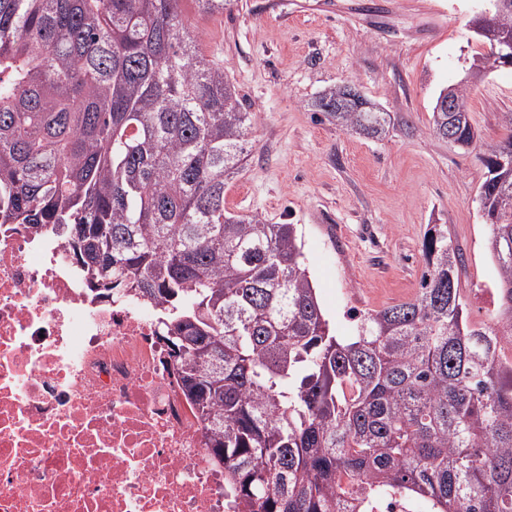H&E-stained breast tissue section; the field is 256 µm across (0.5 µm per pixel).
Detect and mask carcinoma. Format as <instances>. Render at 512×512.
<instances>
[{"mask_svg": "<svg viewBox=\"0 0 512 512\" xmlns=\"http://www.w3.org/2000/svg\"><path fill=\"white\" fill-rule=\"evenodd\" d=\"M182 0H0V224L59 237L100 299L161 308L166 341L237 512H367L341 477L433 512H512V177L485 166L497 314L469 320L464 257L432 224L415 296L333 335L294 224L224 208L255 114L202 52ZM202 14L238 0H195ZM345 86L311 107L378 138ZM470 115L433 113V132ZM508 134L478 160L512 164Z\"/></svg>", "mask_w": 512, "mask_h": 512, "instance_id": "1", "label": "carcinoma"}]
</instances>
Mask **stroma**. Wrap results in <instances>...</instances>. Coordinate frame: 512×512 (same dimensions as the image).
I'll use <instances>...</instances> for the list:
<instances>
[{"instance_id":"1","label":"stroma","mask_w":512,"mask_h":512,"mask_svg":"<svg viewBox=\"0 0 512 512\" xmlns=\"http://www.w3.org/2000/svg\"><path fill=\"white\" fill-rule=\"evenodd\" d=\"M490 0H240L232 12L186 22L256 115L247 163L224 188L228 211L296 225L326 318L337 336L357 332L354 312L411 299L432 224L464 255L461 286L470 320L495 312L481 294L497 266L479 206L485 169L476 151L504 134L512 68L469 88L472 150L437 137L431 124L443 88L460 83L488 46L472 28ZM352 85L390 112L380 138L319 121L310 103Z\"/></svg>"}]
</instances>
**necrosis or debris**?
<instances>
[{
    "label": "necrosis or debris",
    "mask_w": 512,
    "mask_h": 512,
    "mask_svg": "<svg viewBox=\"0 0 512 512\" xmlns=\"http://www.w3.org/2000/svg\"><path fill=\"white\" fill-rule=\"evenodd\" d=\"M146 300H95L60 239L0 225V512H229Z\"/></svg>",
    "instance_id": "1"
}]
</instances>
